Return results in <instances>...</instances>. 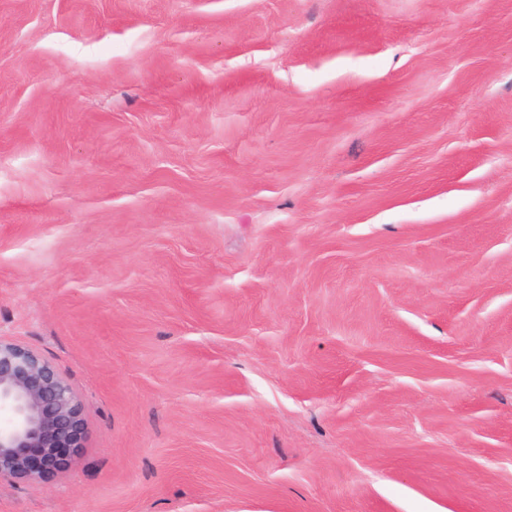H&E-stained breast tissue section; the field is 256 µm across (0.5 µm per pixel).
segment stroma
<instances>
[{
    "label": "stroma",
    "mask_w": 512,
    "mask_h": 512,
    "mask_svg": "<svg viewBox=\"0 0 512 512\" xmlns=\"http://www.w3.org/2000/svg\"><path fill=\"white\" fill-rule=\"evenodd\" d=\"M0 339V512H512V0H0ZM85 422L71 387L42 357L0 339V481L34 480L59 448H77Z\"/></svg>",
    "instance_id": "35a3bbf8"
}]
</instances>
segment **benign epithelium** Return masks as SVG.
Returning <instances> with one entry per match:
<instances>
[{"label": "benign epithelium", "instance_id": "1", "mask_svg": "<svg viewBox=\"0 0 512 512\" xmlns=\"http://www.w3.org/2000/svg\"><path fill=\"white\" fill-rule=\"evenodd\" d=\"M85 422L71 387L42 357L0 340V481L34 480L60 448H77Z\"/></svg>", "mask_w": 512, "mask_h": 512}]
</instances>
